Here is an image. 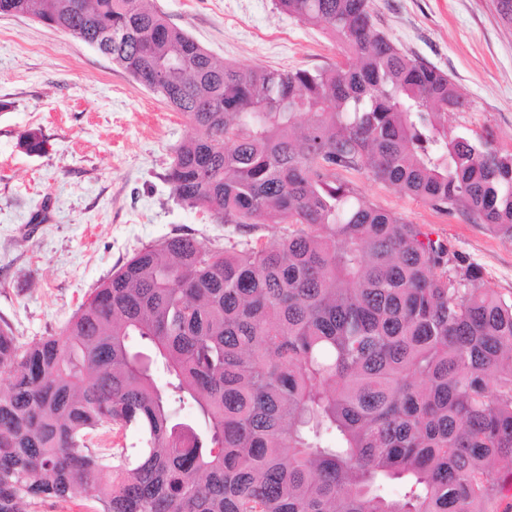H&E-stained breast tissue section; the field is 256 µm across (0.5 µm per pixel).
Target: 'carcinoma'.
<instances>
[{
    "label": "carcinoma",
    "instance_id": "carcinoma-1",
    "mask_svg": "<svg viewBox=\"0 0 512 512\" xmlns=\"http://www.w3.org/2000/svg\"><path fill=\"white\" fill-rule=\"evenodd\" d=\"M353 61L221 64L146 0H0L94 46L189 122L177 202L271 244L175 233L136 252L65 329L0 327V512H496L512 481V299L373 176L512 239V153L448 135V74L403 54L370 0H274ZM20 145L45 151L41 132ZM133 429L103 456L87 436ZM100 505L93 501H85L82 505L66 504L54 500H36L27 507L28 512H99Z\"/></svg>",
    "mask_w": 512,
    "mask_h": 512
}]
</instances>
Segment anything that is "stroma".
<instances>
[{
  "instance_id": "obj_1",
  "label": "stroma",
  "mask_w": 512,
  "mask_h": 512,
  "mask_svg": "<svg viewBox=\"0 0 512 512\" xmlns=\"http://www.w3.org/2000/svg\"><path fill=\"white\" fill-rule=\"evenodd\" d=\"M403 53L448 73L468 102L451 135L512 153V27L493 0H372ZM216 60L316 70L346 56L323 27L273 0H153ZM38 128L46 151L26 153ZM191 129L181 114L79 38L0 14V326L20 343L61 333L87 297L136 252L174 230L210 247L243 241L204 209L178 205L164 176ZM372 203L420 224L512 298V241L461 214L437 213L366 171H344Z\"/></svg>"
}]
</instances>
